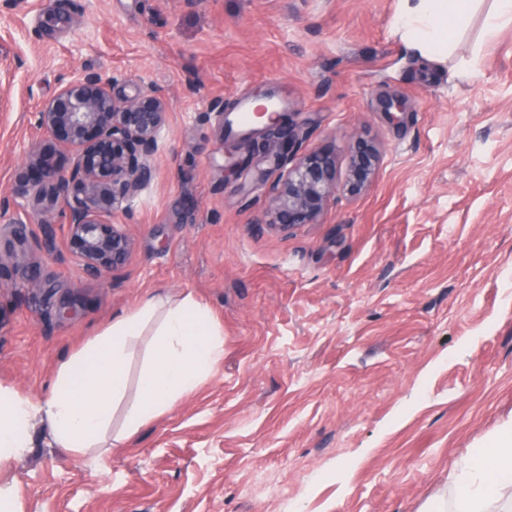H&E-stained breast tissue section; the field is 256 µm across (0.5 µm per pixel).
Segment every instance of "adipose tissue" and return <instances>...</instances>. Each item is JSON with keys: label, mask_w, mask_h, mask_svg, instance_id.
Wrapping results in <instances>:
<instances>
[{"label": "adipose tissue", "mask_w": 512, "mask_h": 512, "mask_svg": "<svg viewBox=\"0 0 512 512\" xmlns=\"http://www.w3.org/2000/svg\"><path fill=\"white\" fill-rule=\"evenodd\" d=\"M476 2L401 0L395 25L410 48L433 59L451 51L450 27L463 26ZM150 326L155 329L150 362L140 375L124 437L193 393L224 357L223 332L209 307L193 294L144 298L60 364L51 396L36 401L0 386V467L32 447L38 421L71 453L96 447L114 404L127 394L130 348ZM448 488L451 500L439 503L440 512H512V423L495 433L490 447L472 449L453 464Z\"/></svg>", "instance_id": "1"}]
</instances>
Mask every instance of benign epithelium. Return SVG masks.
Segmentation results:
<instances>
[{
	"instance_id": "benign-epithelium-1",
	"label": "benign epithelium",
	"mask_w": 512,
	"mask_h": 512,
	"mask_svg": "<svg viewBox=\"0 0 512 512\" xmlns=\"http://www.w3.org/2000/svg\"><path fill=\"white\" fill-rule=\"evenodd\" d=\"M113 78L85 72L65 82L41 104L36 125L41 142L32 146L16 175L11 194L0 197V218L23 210L43 228L47 252L55 251L51 217L66 218V249L89 275L102 277L122 268L133 239L123 224L112 223L117 212L130 215V205L154 175L157 137L167 121L164 99L144 85L131 99L112 93ZM269 133L292 152L298 125L278 116ZM70 155L68 167L60 165ZM381 162L378 147L355 138L349 163L339 178L336 154L313 150L274 183L270 225L288 232L315 224L339 191L356 195L370 186Z\"/></svg>"
}]
</instances>
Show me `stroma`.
Masks as SVG:
<instances>
[{"instance_id": "35a3bbf8", "label": "stroma", "mask_w": 512, "mask_h": 512, "mask_svg": "<svg viewBox=\"0 0 512 512\" xmlns=\"http://www.w3.org/2000/svg\"><path fill=\"white\" fill-rule=\"evenodd\" d=\"M489 7L423 60L399 0H0V196L71 75L169 105L155 175L114 218L134 241L123 268L88 277L62 216L51 255L28 225L32 266L0 277V385L49 396L60 363L152 293H193L224 332L214 373L120 447L77 457L38 428L0 472L19 512H425L512 422V27L483 42ZM243 93L287 97L300 152L343 164L373 141L372 186L271 228L292 159L262 123L204 117Z\"/></svg>"}]
</instances>
